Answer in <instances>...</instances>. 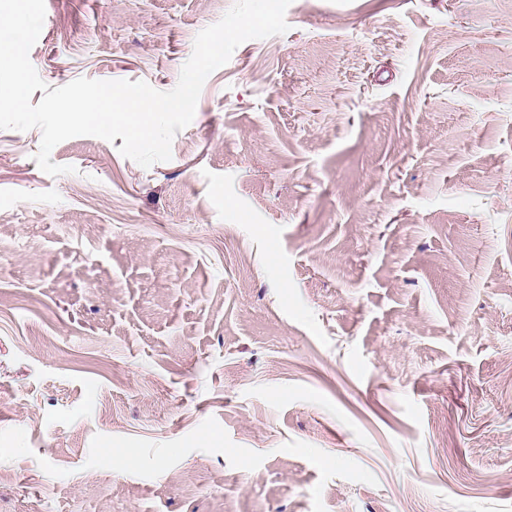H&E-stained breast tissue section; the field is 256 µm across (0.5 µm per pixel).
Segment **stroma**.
<instances>
[{
    "instance_id": "1",
    "label": "stroma",
    "mask_w": 512,
    "mask_h": 512,
    "mask_svg": "<svg viewBox=\"0 0 512 512\" xmlns=\"http://www.w3.org/2000/svg\"><path fill=\"white\" fill-rule=\"evenodd\" d=\"M234 0H45L175 87ZM172 157L0 130V512H512V0H292Z\"/></svg>"
}]
</instances>
